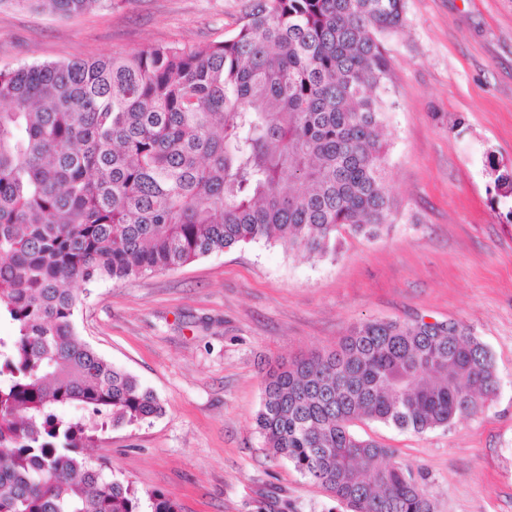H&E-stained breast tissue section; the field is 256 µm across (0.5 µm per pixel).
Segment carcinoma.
I'll return each instance as SVG.
<instances>
[{"label":"carcinoma","instance_id":"carcinoma-1","mask_svg":"<svg viewBox=\"0 0 512 512\" xmlns=\"http://www.w3.org/2000/svg\"><path fill=\"white\" fill-rule=\"evenodd\" d=\"M60 17L101 0H9ZM404 0H258L237 31L0 70V512H179L104 474L93 435L163 413L78 335L77 284L174 270L236 245L336 255L394 220L380 128L383 37ZM499 378L462 324L368 320L263 377L256 424L346 512H433L425 478L353 433L474 416Z\"/></svg>","mask_w":512,"mask_h":512}]
</instances>
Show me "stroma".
Listing matches in <instances>:
<instances>
[{
    "mask_svg": "<svg viewBox=\"0 0 512 512\" xmlns=\"http://www.w3.org/2000/svg\"><path fill=\"white\" fill-rule=\"evenodd\" d=\"M383 142L399 204L378 238L310 259L264 241L175 270L87 286L81 338L151 388L164 412L108 427L93 461L180 512H337L256 428L271 364L336 347L365 320L457 321L491 350L500 386L476 416L421 434L358 421L426 478L434 512H512V0H404ZM252 0H105L68 17L0 0V69L204 44Z\"/></svg>",
    "mask_w": 512,
    "mask_h": 512,
    "instance_id": "stroma-1",
    "label": "stroma"
}]
</instances>
